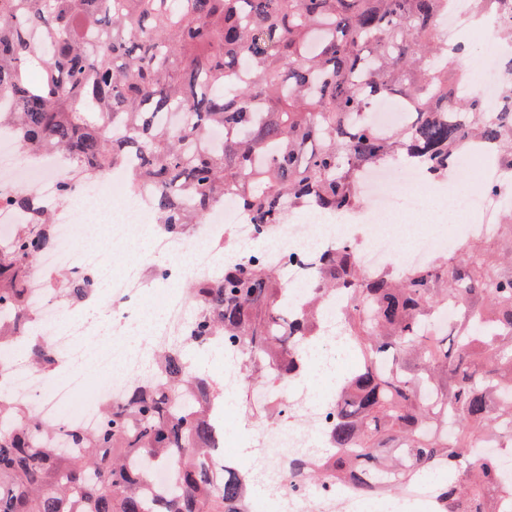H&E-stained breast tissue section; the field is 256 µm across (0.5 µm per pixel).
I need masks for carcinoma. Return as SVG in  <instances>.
<instances>
[{
  "instance_id": "1",
  "label": "carcinoma",
  "mask_w": 512,
  "mask_h": 512,
  "mask_svg": "<svg viewBox=\"0 0 512 512\" xmlns=\"http://www.w3.org/2000/svg\"><path fill=\"white\" fill-rule=\"evenodd\" d=\"M448 0H0V112L19 146L56 151L87 184L138 165L156 222L173 237L227 196L259 233L314 207L335 217L360 206L361 170L389 162L448 175L469 142L499 145L512 167V110L489 112L477 92L459 99L460 60L444 52ZM399 97L407 122L380 131L370 110ZM172 112L171 127L157 121ZM213 127L223 146L203 145ZM16 202L30 221L0 242V512H248L249 479L222 474L211 448L224 390L174 346L157 354L129 400L85 432L44 423L11 399L5 348L28 337V359L49 373L51 339L29 333V270L54 246L33 193ZM357 245L314 257L301 316L288 289L253 254L215 281L189 286L192 341L240 361L245 407L260 380L286 395L300 378V348L319 335L321 303L349 292L348 346L359 366L341 380L328 451L288 463L308 483H353L365 496L403 494L428 473L441 512H498L512 497V214L497 236L467 237L428 268L371 276ZM55 292L90 296L63 275ZM452 309L448 327L426 332ZM67 435L71 448L55 444ZM177 478L152 485L155 465Z\"/></svg>"
}]
</instances>
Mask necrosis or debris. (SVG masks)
<instances>
[{
	"mask_svg": "<svg viewBox=\"0 0 512 512\" xmlns=\"http://www.w3.org/2000/svg\"><path fill=\"white\" fill-rule=\"evenodd\" d=\"M512 25V10L489 13L479 34L481 51L469 65L468 78L454 86L457 97L470 98L474 91L489 100L501 97L502 66L512 60V42L502 40L501 29ZM71 166L68 156L53 151L19 153L9 127L0 128V235H11L15 225L26 223L27 215L13 205L21 193L33 192L40 207L55 227L56 246L43 254L32 278L38 286L29 296L46 334L53 336L63 374L34 371L24 361L11 360L7 370L9 388L16 399L26 402L34 415L45 422L67 420L83 430H95L104 406L125 402L129 383L139 373V358L116 343L101 346L96 340L97 322L74 315L71 307L46 290L57 271L95 280L97 298L107 303V325L114 335L139 325L144 312L149 281L171 283L182 279L211 280L219 275L213 260L220 255L246 257L261 254L278 271L282 282L297 300L311 292V257L340 242H354L358 263L368 275L390 264L425 267L436 254L453 245L443 232L413 235L396 224L404 202L414 200L420 185L429 195L454 184V200L463 201L467 234L494 236L504 211H512V168L502 165L489 146L467 144L453 158L447 182H428L419 168L399 178L394 165L370 166L359 177L363 207L342 214L331 224L275 225L270 234L258 235L248 215L233 200L222 201L209 212L207 223L193 234L173 238L162 231L151 235L152 255L164 256L161 264L136 257L114 268L103 255L114 242L141 236L155 216L144 202L132 201L130 209L113 212L112 195L119 192L125 174L111 171L95 185L93 197L84 187L63 191L62 181ZM109 226L98 234L97 224ZM188 298L166 290L156 299L160 318L150 331V350L184 342L192 323L185 315ZM321 362L307 360L301 386L286 411L275 423L259 427L263 448L255 463L260 494L253 497L249 512H364L366 499L349 482L319 485L295 484L288 470L291 459L314 455L334 419V401L324 398L311 404L305 390L319 379Z\"/></svg>",
	"mask_w": 512,
	"mask_h": 512,
	"instance_id": "1",
	"label": "necrosis or debris"
}]
</instances>
